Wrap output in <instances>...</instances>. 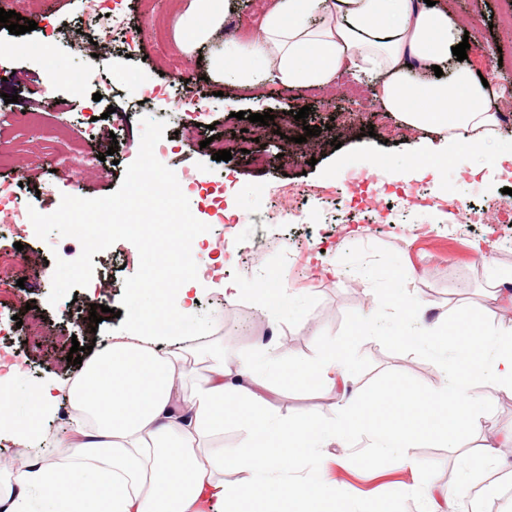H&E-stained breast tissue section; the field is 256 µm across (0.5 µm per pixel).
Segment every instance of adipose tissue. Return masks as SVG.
I'll list each match as a JSON object with an SVG mask.
<instances>
[{"label":"adipose tissue","instance_id":"ef3b65f1","mask_svg":"<svg viewBox=\"0 0 512 512\" xmlns=\"http://www.w3.org/2000/svg\"><path fill=\"white\" fill-rule=\"evenodd\" d=\"M226 0H190L178 34L186 44L208 41L222 28ZM464 30L454 12L422 0H272L245 40L229 38L212 68L224 84L258 90L325 87L340 69L376 81L374 107L407 126L441 134L417 151L438 171L461 145L481 147L499 132L500 108L452 49ZM384 303L401 322L400 344L448 345L451 374L439 389L412 391L401 383L358 394L340 409L336 426L282 413L258 364L230 370L218 346L159 355L151 337L117 336L76 375L66 398L71 427L58 440L65 453L52 463L0 466V512H341L334 489L317 480L286 485L276 469L298 471L323 448L367 431L381 449L413 465V449L449 432L481 428L479 384L512 395V318L491 326L469 312L428 322L399 281L388 279ZM349 345L312 362L276 360L281 379L331 392L351 371ZM11 389L0 384V425L31 440L50 391L35 393L25 417L12 412ZM245 430L243 447L223 451L210 442L226 423ZM248 472L231 484L225 466Z\"/></svg>","mask_w":512,"mask_h":512}]
</instances>
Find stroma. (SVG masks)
Here are the masks:
<instances>
[{
	"instance_id": "35a3bbf8",
	"label": "stroma",
	"mask_w": 512,
	"mask_h": 512,
	"mask_svg": "<svg viewBox=\"0 0 512 512\" xmlns=\"http://www.w3.org/2000/svg\"><path fill=\"white\" fill-rule=\"evenodd\" d=\"M451 2L467 30L476 34L468 65L492 87L512 80V0H436ZM7 9L35 21L34 31L14 35L0 28V179L21 176L15 201L19 210L54 212L62 195L102 198L115 192L126 167L139 152L142 126L149 116L167 122L170 150L162 162L175 174L191 171L205 181L223 182L234 233L211 225L192 243L198 265L195 312L210 311V339L224 347L228 365L255 359L261 345L281 358L317 359L341 344L359 311L376 314V333L350 349L355 369L345 390L315 395L291 386L281 390L282 412L331 421L343 395L403 382L412 389H437L446 382L438 366L440 351L393 344L388 332L396 317L382 303L388 273L401 277L409 296L428 305L429 319L452 317L465 307L498 323L501 312L488 295L489 276L512 269V162L464 152L440 173L412 167L417 146L432 135L406 127L397 115L371 105L370 83L341 75L331 86L296 90L280 84L259 91L233 88L210 79V59L226 34L247 38L260 22L268 0H234L224 29L206 44L183 51L173 33L189 0H126L124 24L137 31L133 57H126L121 32L108 44H92L93 25L84 0H5ZM165 41H156L155 29ZM205 77L211 98L206 109L185 111L169 94L140 105L146 83L179 86L182 79ZM110 95L94 100L101 86ZM309 107L306 122L293 113ZM245 119H237V112ZM273 112L268 124L249 114ZM199 123L198 141L183 142L184 121ZM319 135L296 143L304 127ZM373 135H366V128ZM247 131L250 152L215 161L218 143ZM113 158H106V151ZM100 165H91V158ZM294 210V224H256L255 215ZM478 209L480 224H454L449 209ZM483 252H475V242ZM80 242L57 234L39 239L33 227L0 230V339L22 352L20 370L6 384L16 393L15 414L25 416L28 396L52 385L62 394L44 414L43 462L56 458L52 448L70 424L63 394L78 371L66 357L80 344L104 345L117 335L121 319L91 325V305L119 308L124 281L139 266L136 247L126 241L93 257L94 276L76 298L50 305L54 257L71 261ZM283 290L282 306L270 314L252 295L265 278ZM241 288L232 302L225 283ZM28 310H19V302ZM485 404L480 436L456 446L414 449L416 467L400 465L360 436L349 446L330 448L325 472L306 462L296 474L273 472L283 483L323 475L352 512H425L427 490L453 489L471 471L482 438L506 437L512 430V396L481 388Z\"/></svg>"
}]
</instances>
